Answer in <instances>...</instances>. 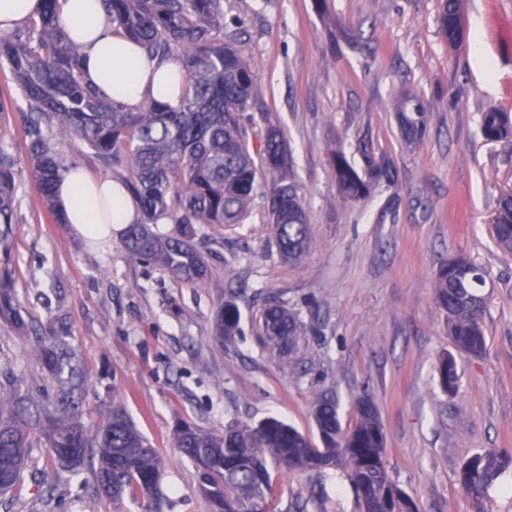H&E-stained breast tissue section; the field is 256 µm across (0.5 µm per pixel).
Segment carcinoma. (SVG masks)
Here are the masks:
<instances>
[{
  "label": "carcinoma",
  "mask_w": 512,
  "mask_h": 512,
  "mask_svg": "<svg viewBox=\"0 0 512 512\" xmlns=\"http://www.w3.org/2000/svg\"><path fill=\"white\" fill-rule=\"evenodd\" d=\"M58 0H45L36 19L0 36V65L7 64L30 113L24 144L33 185L55 223H64L57 206V182L70 163L56 152L59 137L78 141L112 170L136 207L125 225L129 254L162 268L172 279L194 285L210 275L204 253L214 240L246 223L253 202L264 203L268 239L281 258L301 261L311 246L310 224L291 172V152L283 133L270 125L251 141L250 102L256 72L243 50L242 32L226 21L224 0H102L112 27L139 44L151 58L176 63L183 75L177 105L150 98L136 107L106 100L82 74L81 47L68 40L57 21ZM438 27L447 42L462 27L461 0H443ZM397 119L404 141L413 145L425 134L429 113L423 100L406 95ZM481 133L512 137V114L497 109L481 113ZM330 166L342 199L357 202L381 182L391 180V166L367 159L357 170L339 147L330 149ZM15 159L0 146V246L18 223ZM173 224L176 231L155 230ZM498 248L512 254V194L500 197L493 222ZM482 269L465 254L444 260L434 277V299L447 314L448 336L461 356L486 351L485 308L474 303L482 294ZM0 320L25 326L11 272L0 267ZM261 340L288 359L299 349L300 314L273 292L254 316ZM235 301H224L215 337L227 341L240 333ZM64 328L38 337L33 356L56 379L60 399L49 409L29 393H0V491L24 480L31 429L45 438L50 456L79 474L88 468L98 489L113 501L125 496L155 501L162 461L150 441L120 404L111 417L88 429L72 413L84 382L75 355L66 346ZM438 384L445 393L458 385L457 360L444 356ZM352 427L343 428L335 395L316 398L313 416L320 443L284 421L268 417L250 425L231 422L221 433L181 423L176 446L194 463L199 490L211 512H275L271 507V468L288 473L334 468L354 488L359 512H417L412 498L389 477L386 438L380 414L368 398L356 402ZM512 467V456L487 450L473 454L456 474L462 491L482 509L489 491Z\"/></svg>",
  "instance_id": "1"
}]
</instances>
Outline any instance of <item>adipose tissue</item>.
<instances>
[{"label": "adipose tissue", "instance_id": "obj_1", "mask_svg": "<svg viewBox=\"0 0 512 512\" xmlns=\"http://www.w3.org/2000/svg\"><path fill=\"white\" fill-rule=\"evenodd\" d=\"M58 20L68 39L86 56L87 82L108 99L137 106L147 98L178 104L181 78L175 65L145 55L140 47L112 29L101 0H58ZM66 224L84 239L108 240L117 224L131 223L135 209L111 179L71 169L57 186Z\"/></svg>", "mask_w": 512, "mask_h": 512}]
</instances>
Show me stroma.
I'll use <instances>...</instances> for the list:
<instances>
[{
    "label": "stroma",
    "mask_w": 512,
    "mask_h": 512,
    "mask_svg": "<svg viewBox=\"0 0 512 512\" xmlns=\"http://www.w3.org/2000/svg\"><path fill=\"white\" fill-rule=\"evenodd\" d=\"M462 2L463 40L452 47L438 30L441 0H224L257 71L254 131L283 132L313 242L300 263L283 262L254 205L239 233L211 245L212 275L200 287L133 259L120 237L94 246L54 222L23 148L28 105L0 67V144L16 158L20 197L10 263L28 323L20 331L0 320V390L55 407L32 342L64 323L86 376L81 421L101 424L114 402L124 405L165 462L164 512H210L175 444L178 423L220 432L274 416L314 439L321 391L335 392L346 426L365 397L381 414L389 475L419 512H475L456 483L460 466L485 449L512 454V255L492 229L512 189V138L489 142L480 131L481 112L512 113V0ZM409 92L430 115L410 147L396 119ZM334 144L359 169L368 157L389 160L393 184L343 202L329 165ZM457 253L487 272V351L458 358L459 387L446 394L436 369L453 346L433 281ZM269 289L305 325L300 352L286 361L261 344L252 320ZM230 298L241 334L222 342L212 329ZM28 467L55 474L54 491L25 477L0 494V512H145L99 494L90 472L71 476L47 449L31 448ZM273 483L276 512L298 501L311 512H358L336 470Z\"/></svg>",
    "instance_id": "obj_1"
}]
</instances>
